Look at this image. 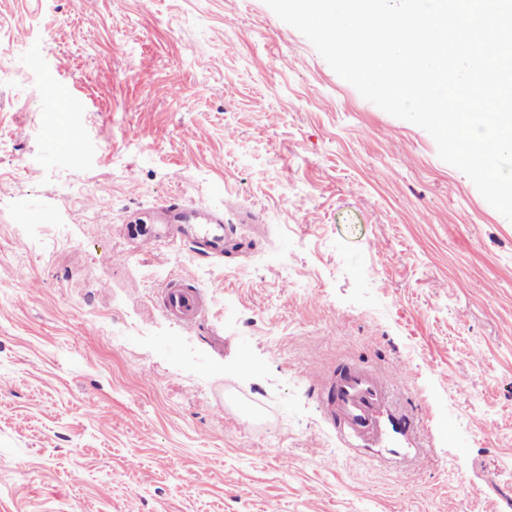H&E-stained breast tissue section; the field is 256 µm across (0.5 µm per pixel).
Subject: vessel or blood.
Listing matches in <instances>:
<instances>
[{"instance_id":"obj_1","label":"vessel or blood","mask_w":512,"mask_h":512,"mask_svg":"<svg viewBox=\"0 0 512 512\" xmlns=\"http://www.w3.org/2000/svg\"><path fill=\"white\" fill-rule=\"evenodd\" d=\"M155 220L168 225L205 224L197 249L207 257H223V218L171 201L158 209ZM160 306L166 314L193 323L203 315L206 301L201 289L171 279L160 291ZM317 389L326 418L350 452L380 448L389 459L406 464L426 455V448L412 437L413 420L396 411L389 384L376 372L351 364L335 376L318 377Z\"/></svg>"}]
</instances>
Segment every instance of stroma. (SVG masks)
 <instances>
[{
    "label": "stroma",
    "instance_id": "stroma-1",
    "mask_svg": "<svg viewBox=\"0 0 512 512\" xmlns=\"http://www.w3.org/2000/svg\"><path fill=\"white\" fill-rule=\"evenodd\" d=\"M174 197L223 260L136 248ZM346 362L415 470L348 459ZM0 512H512V221L264 0H0ZM159 224H207L202 240H194L193 244L200 253L207 257H224V220L211 213L204 212L200 207L189 208L178 201H170L161 206L155 214ZM160 306L163 312L183 321L196 322L204 313V293L179 279H170L160 291ZM318 399L328 421L336 428L340 441L356 456L357 451L380 448L394 460L409 466L427 454L426 448L410 436L414 422L398 413L390 385L376 372L358 365H346L334 377L315 375ZM394 435L403 446L387 447Z\"/></svg>",
    "mask_w": 512,
    "mask_h": 512
}]
</instances>
